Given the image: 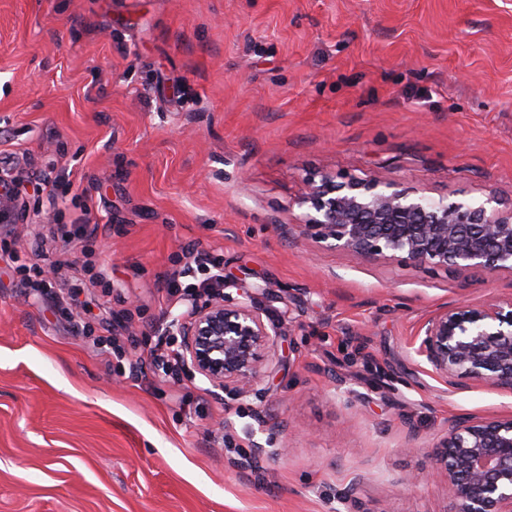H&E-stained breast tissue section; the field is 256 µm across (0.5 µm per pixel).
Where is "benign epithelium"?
<instances>
[{"label":"benign epithelium","mask_w":512,"mask_h":512,"mask_svg":"<svg viewBox=\"0 0 512 512\" xmlns=\"http://www.w3.org/2000/svg\"><path fill=\"white\" fill-rule=\"evenodd\" d=\"M22 187L0 174V223L14 224ZM300 203L314 214L303 224H279L285 237H311L361 262L398 255L416 267L512 272V201H438L376 177L338 182L309 178ZM168 333L181 363L231 396L256 391L277 348V332L248 296L192 295ZM415 352L446 386L488 384L512 393V298L442 306L420 323ZM431 453L447 477L448 512H512V416L454 418Z\"/></svg>","instance_id":"obj_1"}]
</instances>
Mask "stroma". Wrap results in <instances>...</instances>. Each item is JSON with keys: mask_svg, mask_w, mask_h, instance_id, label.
<instances>
[{"mask_svg": "<svg viewBox=\"0 0 512 512\" xmlns=\"http://www.w3.org/2000/svg\"><path fill=\"white\" fill-rule=\"evenodd\" d=\"M1 170L0 512H446L440 429L512 415L415 352L512 273L277 231L323 173L512 198V0H0ZM196 252L277 327L256 393L152 363ZM22 197V186L10 175L0 174V223L17 224L16 216Z\"/></svg>", "mask_w": 512, "mask_h": 512, "instance_id": "1", "label": "stroma"}]
</instances>
